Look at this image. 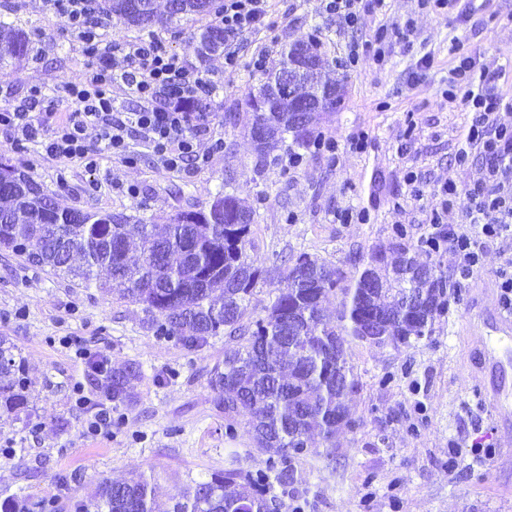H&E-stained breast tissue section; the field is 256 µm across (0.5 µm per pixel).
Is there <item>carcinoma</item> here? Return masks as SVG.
I'll use <instances>...</instances> for the list:
<instances>
[{"label": "carcinoma", "mask_w": 512, "mask_h": 512, "mask_svg": "<svg viewBox=\"0 0 512 512\" xmlns=\"http://www.w3.org/2000/svg\"><path fill=\"white\" fill-rule=\"evenodd\" d=\"M107 16L118 15L142 30L165 27L180 15H220L224 4L214 0H177L158 11L150 3L140 10L136 0H99ZM189 42L200 60L224 52V26L209 23ZM322 64L318 35L299 41L283 53L258 85L249 88L248 135L259 163L271 152L288 147H319L323 113L302 124L275 84L287 61L304 57V45ZM27 33L0 22V68L29 52ZM0 249L48 267L52 274L79 286L100 288L144 306L155 317V335L173 340L189 351L226 336L237 349L210 371L209 386L217 409L224 412L225 436L236 439L238 419L257 448H275L263 469L235 465L192 482L165 512H282L284 504L271 494L273 483L293 480V462L320 451L309 447L318 432L331 452L336 435L354 431L358 421L348 408L358 388L350 364L352 344H367L364 316L370 309L385 315L383 340L377 347H412L432 334L448 311V278L416 258L417 249L397 228L390 241L374 246L362 269L346 276L298 255L284 271L265 314L252 316L248 305L263 271L246 252L254 224L253 211L233 195L217 197L206 207L181 211L163 224L130 223V217L101 211H81L45 193L34 178L0 156ZM341 296L336 321L324 318L323 301ZM96 374L86 396L90 407L112 402L128 405L131 382L142 376L138 364L108 367L105 358L89 354ZM28 379L16 346L0 336V415L15 420L27 414L24 394ZM160 512L154 489L144 475L121 482H100L87 498L55 495L21 505L8 495L0 512Z\"/></svg>", "instance_id": "carcinoma-1"}]
</instances>
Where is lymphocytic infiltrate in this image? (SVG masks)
Returning a JSON list of instances; mask_svg holds the SVG:
<instances>
[{
    "mask_svg": "<svg viewBox=\"0 0 512 512\" xmlns=\"http://www.w3.org/2000/svg\"><path fill=\"white\" fill-rule=\"evenodd\" d=\"M57 13L65 15L78 32L87 54L94 56L80 82L68 85L74 106L66 113L40 112L36 105L41 90H31L27 104L0 108V126L14 130L18 142L43 139L48 155L77 160L92 167L96 148L125 156L130 137L144 140L162 164L179 168L187 162L202 163L201 138L211 131L212 115L189 112L184 104L202 91L206 82L190 75L183 60L166 50L155 38L126 42L122 48L123 69H116L98 30L100 22L92 0H52ZM268 14V0H224L221 22L229 36L260 29ZM412 23L379 25L367 44L350 42L340 60L343 67H357L364 52L384 63L393 44H409ZM452 57L448 80L441 95L448 102L464 97L473 114L472 124L458 152L459 164L472 153H480L484 165L470 194L473 204L462 215L471 233L454 239V251L462 272L480 260L484 239L512 230V123L501 120V110L512 108V100L495 88L504 77L503 68L490 71L476 53L460 51L458 38H451ZM123 80L144 106L135 111L117 107L112 100V83Z\"/></svg>",
    "mask_w": 512,
    "mask_h": 512,
    "instance_id": "f902f5d3",
    "label": "lymphocytic infiltrate"
}]
</instances>
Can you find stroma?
I'll return each mask as SVG.
<instances>
[{
    "mask_svg": "<svg viewBox=\"0 0 512 512\" xmlns=\"http://www.w3.org/2000/svg\"><path fill=\"white\" fill-rule=\"evenodd\" d=\"M482 24L451 28L447 14L419 11L416 0H388L385 14L344 27L323 13L320 0H269L262 30L239 36L231 45L235 69L223 57L199 63L189 42L192 23L151 29L180 56L192 74L204 76L214 91L217 119L199 145L208 161L200 167L168 168L139 140H130L129 158L101 153L96 167L51 157L36 143L16 145L0 128V153L30 173L63 204L163 223L181 210L207 204L220 193L239 198L255 214L247 252L265 278L253 291L249 311L263 314L290 259L306 253L353 272L363 256L387 243L395 225L411 239L433 233L426 202L415 200L410 179L434 194L454 179L457 198L443 217L444 230L461 234L460 217L470 204L469 184L484 163L473 154L468 167L455 154L472 122L463 103H447L441 89L448 76V43L465 39L490 65L512 56V0H483ZM412 21L413 54L431 53L435 67L418 88L408 86L413 55L393 53L386 66L362 55L354 70L329 67L341 79L344 105L322 120L337 143L333 156H305L288 165V150L270 155L254 174L256 154L244 133L249 114L244 95L260 74L250 63L259 52L277 62L283 49L320 28L328 59L342 56L350 41L368 40L385 22ZM0 21L31 36L32 50L8 73H0V107L25 102L32 88L44 95L41 112H67L68 84L79 82L90 59L63 15L44 0H0ZM365 212L366 220L343 221L344 212ZM437 265L454 288L447 314L430 338L411 348L354 345L350 362L359 381L350 397L360 426L337 436L331 454L294 463L295 490L303 512H512V425L493 424L476 389L490 385L489 372L473 365L482 344L467 327L491 317V289L512 266V234L486 239L478 265L461 274L450 248L420 252ZM0 336L9 337L26 362L28 423L0 422V489L29 500L58 493L59 473L71 481L68 492L84 497L101 481L142 472L164 501L178 498L205 474L224 470L229 450L243 468H265L269 451L248 438L224 437V414L216 409L209 372L223 362L234 343L210 339L190 352L158 339L152 316L141 305L82 288L48 268L0 250ZM107 358L113 368L138 363L133 401L120 408L122 423L93 436L86 426L94 409L80 404L77 386L88 385L85 361L76 347ZM390 372L394 382L381 386ZM168 376L165 385L157 376Z\"/></svg>",
    "mask_w": 512,
    "mask_h": 512,
    "instance_id": "1",
    "label": "stroma"
}]
</instances>
